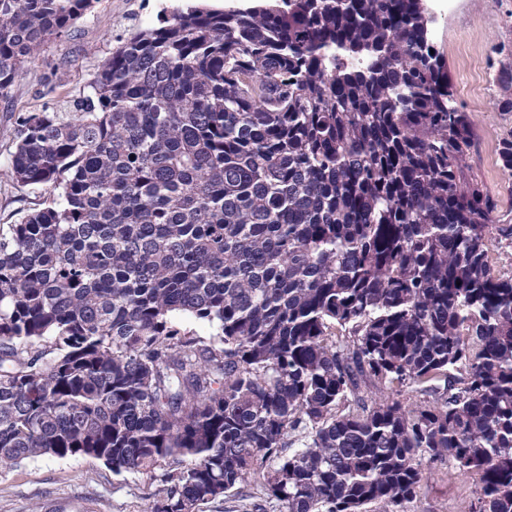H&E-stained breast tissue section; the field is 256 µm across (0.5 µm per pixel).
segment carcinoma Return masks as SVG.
Wrapping results in <instances>:
<instances>
[{
	"label": "carcinoma",
	"instance_id": "cac0c4a2",
	"mask_svg": "<svg viewBox=\"0 0 512 512\" xmlns=\"http://www.w3.org/2000/svg\"><path fill=\"white\" fill-rule=\"evenodd\" d=\"M94 2L0 0V95ZM423 6L186 3L72 111L18 116L12 175L52 199L0 226V466L166 464L150 512L256 479L280 512H406L451 460L472 512H512V224ZM498 156L512 176V130ZM407 384L426 404L366 400Z\"/></svg>",
	"mask_w": 512,
	"mask_h": 512
}]
</instances>
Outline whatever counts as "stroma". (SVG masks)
Listing matches in <instances>:
<instances>
[{
	"label": "stroma",
	"mask_w": 512,
	"mask_h": 512,
	"mask_svg": "<svg viewBox=\"0 0 512 512\" xmlns=\"http://www.w3.org/2000/svg\"><path fill=\"white\" fill-rule=\"evenodd\" d=\"M181 0H97L60 37L50 39L0 96V225L45 207L48 191L14 180L16 118L22 112L69 106L112 52L137 30L154 26ZM512 34V0H466V12L442 25L436 49L451 81L456 106L469 113L477 148L472 158L484 190L512 216V177L498 161L499 140L512 130V113L500 111L488 61L495 40ZM407 512H472L477 473L453 462L429 464ZM163 469L115 474L92 457L26 459L0 467V512H149Z\"/></svg>",
	"instance_id": "obj_1"
}]
</instances>
